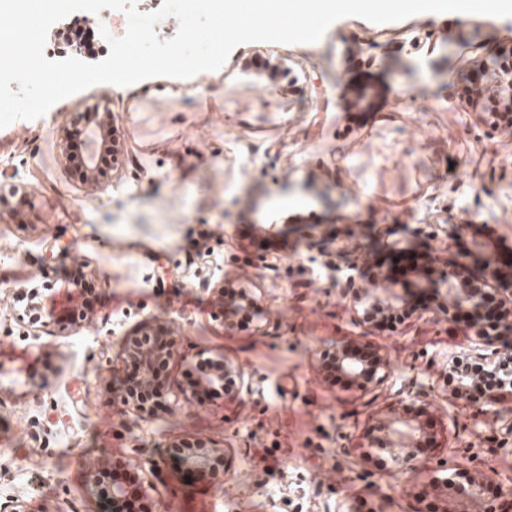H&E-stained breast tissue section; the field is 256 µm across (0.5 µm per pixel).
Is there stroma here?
<instances>
[{
	"mask_svg": "<svg viewBox=\"0 0 512 512\" xmlns=\"http://www.w3.org/2000/svg\"><path fill=\"white\" fill-rule=\"evenodd\" d=\"M511 48L512 18L349 16L314 43L245 42L206 75L156 77L159 103L133 106L127 88L103 83L0 129V196L15 189L27 200L21 221L0 203V502L99 512L84 473L106 454L150 470L157 512H358L374 501L414 512L434 461L382 464L355 449L383 401L410 393L443 404L449 463L512 481V444L500 431L512 398L480 414L443 392L441 370L471 335L439 311L433 284L417 277L407 290L428 297V313L373 332L355 323L334 268L336 230L352 229L369 249L387 224L402 225L411 250L421 243L415 229L455 226L474 269L512 261V128H491L465 95L474 72ZM253 59L277 67L293 92L260 87ZM347 83L384 92V111L350 126ZM203 96L210 109L197 108ZM103 98L124 153L93 187L63 157L60 129ZM268 223L273 269L254 261L255 228ZM482 224L505 237L506 251L476 234ZM78 266L96 285L91 320H62L59 302L36 323L15 308L17 284H60ZM206 280L254 290L260 318L225 330ZM149 324L178 340L172 376L222 356L249 374L250 393L124 413L106 388L124 373L126 337ZM345 337L384 347L383 399L342 390L318 365ZM199 438L230 449L223 484L151 470L166 447Z\"/></svg>",
	"mask_w": 512,
	"mask_h": 512,
	"instance_id": "35a3bbf8",
	"label": "stroma"
}]
</instances>
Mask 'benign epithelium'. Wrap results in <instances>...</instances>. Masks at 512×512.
Instances as JSON below:
<instances>
[{
  "label": "benign epithelium",
  "mask_w": 512,
  "mask_h": 512,
  "mask_svg": "<svg viewBox=\"0 0 512 512\" xmlns=\"http://www.w3.org/2000/svg\"><path fill=\"white\" fill-rule=\"evenodd\" d=\"M498 86L512 103V50L499 65ZM364 256L355 255L346 246H336V272L344 274V285L341 288L343 297L350 299L353 310H385L392 307L386 293L390 291L391 281L385 276H378L371 287L358 282L359 268ZM465 265L464 258L454 264L441 268L442 274L438 284L446 287V296L453 307L473 308L478 299L468 288H460L456 284L454 270ZM483 281L494 287L500 303L506 310V317L496 332L486 335L477 324L472 325L476 340L471 347L472 355L481 364L495 369L501 366L505 353L499 346L501 337L512 336V276H497L492 271L486 272ZM154 331L151 326L141 328L136 334L126 337L124 355L135 357L141 365V380L146 386L154 383L155 366L161 362L170 363L178 356L177 341L173 336H162L159 342L149 345L143 341L146 334ZM359 348L355 339L336 343V375L346 382V390H356L371 394L378 398L384 381L387 378L388 360L382 349L372 350L373 361L366 365L365 361L354 354ZM231 377L234 383L224 392L227 397L235 398L251 390V380L243 368L224 358L221 368L202 376L198 385L193 388L181 389V394L199 398V392L224 384V379ZM107 392L120 400L124 412L142 416L145 410L138 402L116 384L110 385ZM444 411L431 402L419 398L415 394L409 401L388 404L379 413L375 424L362 436L357 449L360 454L368 457L387 456L395 462L414 460L423 455L422 449L428 454L437 452V447L444 437L442 422ZM220 457L229 460L230 454L225 448L214 444L196 441L184 449L183 464L193 470L198 479L208 483H221L223 478L213 468L214 459ZM87 493L99 499L106 497L112 501L125 504L124 512H154L155 501L151 498L148 486L140 482L136 495L129 496L121 470L112 466V460L102 455L93 461L86 472ZM495 490L498 498H512V486H506L479 474L473 475L448 466V460L437 462L425 490L418 496L423 504L421 512H493L487 490Z\"/></svg>",
  "instance_id": "obj_1"
}]
</instances>
